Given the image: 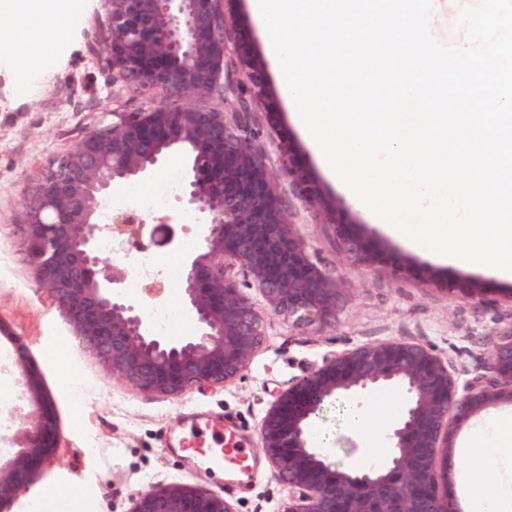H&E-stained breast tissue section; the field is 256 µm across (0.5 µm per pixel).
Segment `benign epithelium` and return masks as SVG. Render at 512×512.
<instances>
[{
	"mask_svg": "<svg viewBox=\"0 0 512 512\" xmlns=\"http://www.w3.org/2000/svg\"><path fill=\"white\" fill-rule=\"evenodd\" d=\"M109 19L105 51L115 82H133L177 96L153 100L86 133L72 149L38 170L22 204L19 246L61 314L112 377L143 393L179 397L236 380L261 349L265 316L283 315L298 328L321 332L336 323L343 299L338 278L313 262L291 231L274 175L256 143L250 102L267 92L266 74L250 55L224 0H102ZM243 74L226 72L229 53ZM218 95L224 109L194 98ZM189 150L178 200L201 227V251L188 258L184 307L195 331L173 339L156 332L146 303L160 304L155 279L145 295L127 292L130 271L101 258L112 238L125 256L181 245L184 225L170 216L149 224L128 208L101 212L112 185L148 179L168 152ZM280 173L295 198L316 216L330 209L286 147ZM344 253L375 263L367 242L334 225ZM252 277L264 302L240 288ZM24 405L16 449L0 464V502L17 497L33 471L58 448L53 410L37 369L15 339ZM487 372L468 371L427 346L391 339L356 345L323 357L320 365L280 391L260 424V448L288 486L281 512H449L439 480L452 467L454 437L470 419L512 405V326L498 335ZM397 388L403 405L387 434L389 456L359 471L330 459L312 436L326 407ZM129 512H234L223 497L192 484H156L137 493Z\"/></svg>",
	"mask_w": 512,
	"mask_h": 512,
	"instance_id": "1",
	"label": "benign epithelium"
}]
</instances>
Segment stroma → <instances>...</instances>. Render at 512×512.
Listing matches in <instances>:
<instances>
[{
	"label": "stroma",
	"mask_w": 512,
	"mask_h": 512,
	"mask_svg": "<svg viewBox=\"0 0 512 512\" xmlns=\"http://www.w3.org/2000/svg\"><path fill=\"white\" fill-rule=\"evenodd\" d=\"M109 20L99 0H75L63 54L19 65L0 58V389L20 392L15 339L27 345L56 409L60 446L16 499L0 512H27L34 498L68 484L85 486L95 512H129L132 496L155 483L197 484L235 512H280L288 488L260 450V421L275 394L325 354L389 339L419 342L470 372L483 371L497 334L512 325V281L436 262L378 231L324 174L267 70L268 97L252 121L293 232L312 260L344 288L335 326L314 334L268 314L261 349L233 382L180 397L141 393L112 378L64 322L19 249L21 204L37 171L74 147L106 112L133 110L161 92L113 83L102 48ZM290 145L306 177L332 204L335 221L368 242L379 263L366 267L340 250L334 228L307 212L281 176ZM484 288L485 302L455 292L461 282ZM215 420L251 449L248 473L226 465L215 473L210 452L179 448L191 422Z\"/></svg>",
	"instance_id": "35a3bbf8"
}]
</instances>
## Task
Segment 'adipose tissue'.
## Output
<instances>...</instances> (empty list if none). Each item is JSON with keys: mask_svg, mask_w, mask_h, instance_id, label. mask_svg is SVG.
Wrapping results in <instances>:
<instances>
[{"mask_svg": "<svg viewBox=\"0 0 512 512\" xmlns=\"http://www.w3.org/2000/svg\"><path fill=\"white\" fill-rule=\"evenodd\" d=\"M72 0H0V46L17 55L23 43H31L33 56L43 51L62 54L66 48L64 22ZM56 19L55 30L46 23ZM398 408L395 393H384L378 403L351 402L346 423L363 448H381L386 428ZM459 475L467 500L466 512H512V480L504 472L512 467V415L494 418L488 429L473 433L470 448L462 452Z\"/></svg>", "mask_w": 512, "mask_h": 512, "instance_id": "adipose-tissue-1", "label": "adipose tissue"}]
</instances>
